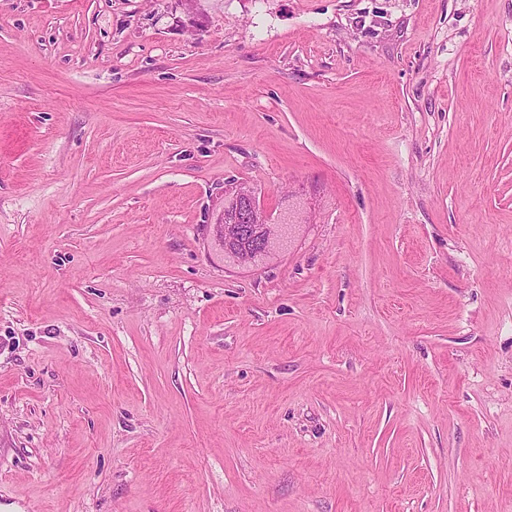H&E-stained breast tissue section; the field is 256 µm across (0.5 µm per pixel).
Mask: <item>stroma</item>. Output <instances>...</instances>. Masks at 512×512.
Segmentation results:
<instances>
[{"mask_svg": "<svg viewBox=\"0 0 512 512\" xmlns=\"http://www.w3.org/2000/svg\"><path fill=\"white\" fill-rule=\"evenodd\" d=\"M0 505L512 512V0H0ZM212 237L232 250V261L240 267H258L286 236L284 218L272 209L255 189L241 182L225 193L224 224H212Z\"/></svg>", "mask_w": 512, "mask_h": 512, "instance_id": "obj_1", "label": "stroma"}]
</instances>
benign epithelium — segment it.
<instances>
[{
    "label": "benign epithelium",
    "instance_id": "7a95c632",
    "mask_svg": "<svg viewBox=\"0 0 512 512\" xmlns=\"http://www.w3.org/2000/svg\"><path fill=\"white\" fill-rule=\"evenodd\" d=\"M284 218L272 209L255 189L241 182L225 193L224 223L212 225V237L232 251L240 267H256L286 236Z\"/></svg>",
    "mask_w": 512,
    "mask_h": 512
}]
</instances>
